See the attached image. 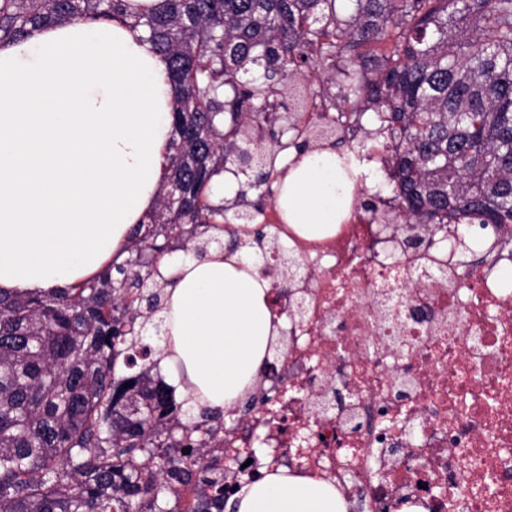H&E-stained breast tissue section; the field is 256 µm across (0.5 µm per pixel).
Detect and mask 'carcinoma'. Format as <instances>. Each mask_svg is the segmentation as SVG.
<instances>
[{
	"label": "carcinoma",
	"mask_w": 512,
	"mask_h": 512,
	"mask_svg": "<svg viewBox=\"0 0 512 512\" xmlns=\"http://www.w3.org/2000/svg\"><path fill=\"white\" fill-rule=\"evenodd\" d=\"M124 6L0 0V42ZM133 27L168 61L176 92L167 192L100 275L0 295V512H224V466L205 453L224 415L184 420L142 332L162 310L158 261L219 242L207 232L224 230L212 196L225 163L260 167L258 188L291 148L348 143L350 173L380 138L391 196L365 190L360 209L382 234L505 227L486 255L512 256V0H166ZM287 79L297 84L285 97ZM264 129L275 148L255 155ZM239 197L232 234L255 236L293 287L303 259L249 229L262 207Z\"/></svg>",
	"instance_id": "obj_1"
}]
</instances>
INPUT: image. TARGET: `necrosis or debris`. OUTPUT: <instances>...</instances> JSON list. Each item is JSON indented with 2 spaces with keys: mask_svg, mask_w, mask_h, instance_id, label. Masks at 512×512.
<instances>
[{
  "mask_svg": "<svg viewBox=\"0 0 512 512\" xmlns=\"http://www.w3.org/2000/svg\"><path fill=\"white\" fill-rule=\"evenodd\" d=\"M291 242L306 316L275 387L217 436L225 488L285 467L359 512H512V282L435 246L388 261L365 218Z\"/></svg>",
  "mask_w": 512,
  "mask_h": 512,
  "instance_id": "necrosis-or-debris-1",
  "label": "necrosis or debris"
}]
</instances>
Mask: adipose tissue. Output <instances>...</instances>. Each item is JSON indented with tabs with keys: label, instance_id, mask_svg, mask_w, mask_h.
Masks as SVG:
<instances>
[{
	"label": "adipose tissue",
	"instance_id": "adipose-tissue-1",
	"mask_svg": "<svg viewBox=\"0 0 512 512\" xmlns=\"http://www.w3.org/2000/svg\"><path fill=\"white\" fill-rule=\"evenodd\" d=\"M176 97L166 58L129 19L58 22L0 43V292L80 284L155 210ZM282 223L332 235L351 215L353 180L335 147L288 153ZM259 259L232 245L163 259L162 365L196 408L242 404L279 344ZM224 512H349L332 484L286 468L242 484Z\"/></svg>",
	"mask_w": 512,
	"mask_h": 512
}]
</instances>
